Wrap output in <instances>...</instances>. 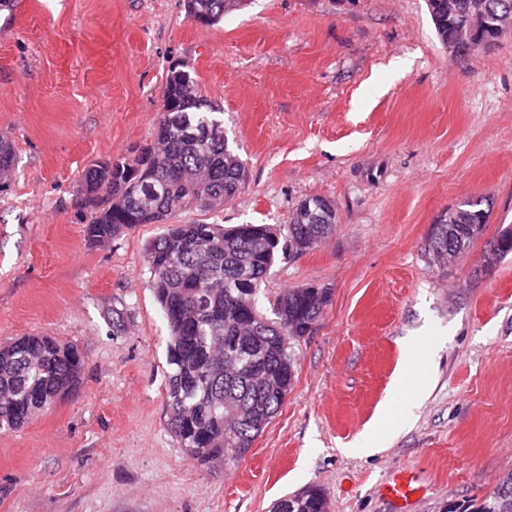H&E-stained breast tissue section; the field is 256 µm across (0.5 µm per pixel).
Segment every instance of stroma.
<instances>
[{"instance_id":"1","label":"stroma","mask_w":512,"mask_h":512,"mask_svg":"<svg viewBox=\"0 0 512 512\" xmlns=\"http://www.w3.org/2000/svg\"><path fill=\"white\" fill-rule=\"evenodd\" d=\"M0 7V345L33 334L78 347L75 391L0 433V512H270L322 488L329 512H445L512 472V31L451 58L426 0H246L218 24L184 0H10ZM193 67L247 169L218 211L175 224L289 223L302 199L336 205L331 239L281 255L264 300L313 285L331 299L292 343L295 377L240 459H191L167 429L169 330L149 287L159 224L104 246L85 237L84 169L153 142L166 75ZM489 203L447 265L430 228ZM121 313V333L112 331ZM433 344L404 372L407 344ZM376 447L350 455L360 436ZM414 483L413 476L400 474L394 476L391 481L385 484V491L388 496L397 502L407 503L417 489Z\"/></svg>"}]
</instances>
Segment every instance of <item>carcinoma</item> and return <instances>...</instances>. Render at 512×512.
Segmentation results:
<instances>
[{"mask_svg": "<svg viewBox=\"0 0 512 512\" xmlns=\"http://www.w3.org/2000/svg\"><path fill=\"white\" fill-rule=\"evenodd\" d=\"M241 0H185L188 17L215 24ZM456 15L512 10V0H455ZM440 41L453 34L448 0H428ZM7 137L0 136V174L13 169ZM247 171L224 136L223 121L201 95L194 70L169 69L163 115L150 146L132 156L84 170L85 236L105 245L138 224H162L175 212L215 211L244 187ZM480 200H464L432 225L425 250L446 261L466 252L487 224ZM326 199L310 196L291 221L225 226L170 224L146 249L150 286L170 328L165 381L169 431L191 458L207 462L242 457L282 406L294 381L292 342L308 335L330 300L326 288L287 290L259 305L280 245L300 253L325 244L336 224ZM84 360L78 349L47 336L0 345V431H17L33 414L72 391ZM292 502V510L283 503ZM272 512H328L324 490L309 486L279 499ZM460 512H512V472Z\"/></svg>", "mask_w": 512, "mask_h": 512, "instance_id": "1", "label": "carcinoma"}]
</instances>
